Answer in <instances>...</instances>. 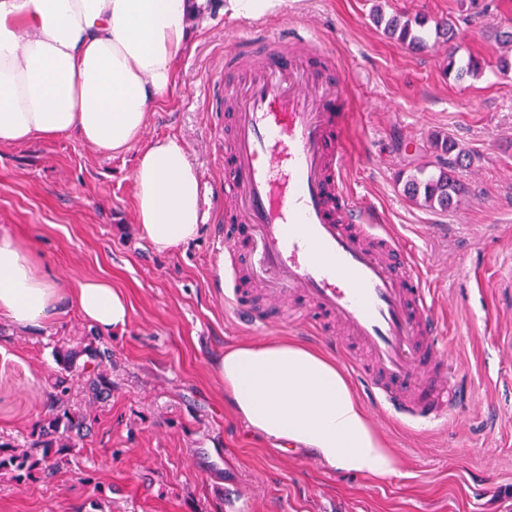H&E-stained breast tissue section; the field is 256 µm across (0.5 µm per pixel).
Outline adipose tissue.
<instances>
[{
  "instance_id": "1",
  "label": "adipose tissue",
  "mask_w": 512,
  "mask_h": 512,
  "mask_svg": "<svg viewBox=\"0 0 512 512\" xmlns=\"http://www.w3.org/2000/svg\"><path fill=\"white\" fill-rule=\"evenodd\" d=\"M204 0H0V147L71 134L111 154L139 148L135 213L157 251L199 237L200 187L184 144L145 140ZM71 304L102 332L130 321L103 277L62 287L33 247L0 230V317L41 328ZM224 399L258 435L313 451L338 470L387 478L398 456L335 359L288 339L243 342L217 366Z\"/></svg>"
}]
</instances>
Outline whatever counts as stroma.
Segmentation results:
<instances>
[{
  "label": "stroma",
  "mask_w": 512,
  "mask_h": 512,
  "mask_svg": "<svg viewBox=\"0 0 512 512\" xmlns=\"http://www.w3.org/2000/svg\"><path fill=\"white\" fill-rule=\"evenodd\" d=\"M425 14L461 35L416 51L388 38L373 16ZM266 24L299 22L334 50L351 103L343 146L347 188L393 225L421 261L444 321L441 349L466 375L471 399L428 431L363 406L400 458L399 475L347 473L312 451L254 434L224 401L215 375L226 349L252 335L213 282L209 232L157 252L133 211L137 150L112 156L74 135L0 148V227L31 243L63 287L111 279L131 304L125 329L97 334L76 310L28 332L0 318V445L22 448L48 410L56 378L89 433L55 469L15 481L0 471V512H512V72L496 68L512 0H284ZM249 17L207 0L155 107L146 138L177 137L197 173L224 178V111L212 96L224 53ZM485 60L448 78L449 49ZM470 156L469 189L438 212L404 196L401 172L435 159L432 138ZM112 350L102 365L111 394L89 399L56 350L92 336Z\"/></svg>",
  "instance_id": "35a3bbf8"
}]
</instances>
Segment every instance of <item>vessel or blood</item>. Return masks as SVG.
<instances>
[{
    "instance_id": "vessel-or-blood-1",
    "label": "vessel or blood",
    "mask_w": 512,
    "mask_h": 512,
    "mask_svg": "<svg viewBox=\"0 0 512 512\" xmlns=\"http://www.w3.org/2000/svg\"><path fill=\"white\" fill-rule=\"evenodd\" d=\"M333 68L317 37L284 24L246 30L225 53L232 149L223 196L234 204L226 221L247 232L245 271L266 286L269 309L288 295L312 302L366 356L358 372L376 404L426 428L467 394L443 364L441 327L414 257L346 187L350 106L322 76ZM238 273H226L224 305L265 328Z\"/></svg>"
}]
</instances>
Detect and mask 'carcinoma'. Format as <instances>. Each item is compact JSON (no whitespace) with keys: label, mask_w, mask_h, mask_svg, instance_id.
<instances>
[{"label":"carcinoma","mask_w":512,"mask_h":512,"mask_svg":"<svg viewBox=\"0 0 512 512\" xmlns=\"http://www.w3.org/2000/svg\"><path fill=\"white\" fill-rule=\"evenodd\" d=\"M376 23L384 24V32L390 38L415 50L427 48L432 40L450 42L457 36L455 24L433 20L425 15L395 14L385 20L378 14ZM482 69L483 64L479 59L472 56L459 58L456 50L448 51V76L461 80L480 73ZM435 149L436 159L431 167L418 168L406 175L403 193L424 207L446 212L456 207L464 195V186L456 178V168L466 160V152L448 138L435 142ZM81 355L87 356L81 370L84 390L96 399L107 389V380L100 367L109 358V351L89 344L79 352H57V361L70 369ZM54 388L59 393L52 396L51 409L40 422L27 449L7 456L0 455V470L13 472L17 481L27 477L41 464L65 460L75 448L76 441L85 436L87 415L64 405V397L69 391L65 387V380L58 379Z\"/></svg>","instance_id":"cac0c4a2"}]
</instances>
